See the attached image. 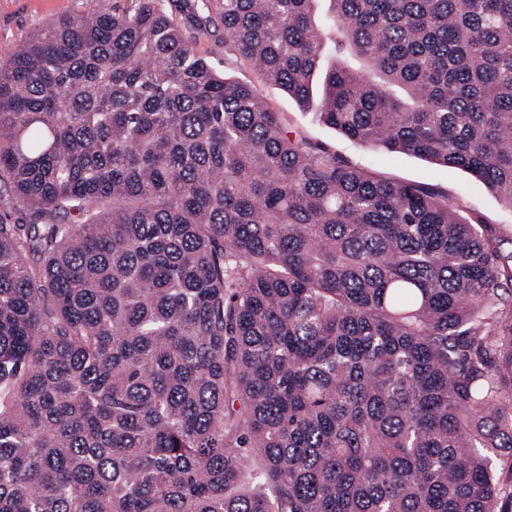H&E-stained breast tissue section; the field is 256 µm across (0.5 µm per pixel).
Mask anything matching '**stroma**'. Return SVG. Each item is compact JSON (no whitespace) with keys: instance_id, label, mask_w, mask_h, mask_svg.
Returning a JSON list of instances; mask_svg holds the SVG:
<instances>
[{"instance_id":"obj_1","label":"stroma","mask_w":512,"mask_h":512,"mask_svg":"<svg viewBox=\"0 0 512 512\" xmlns=\"http://www.w3.org/2000/svg\"><path fill=\"white\" fill-rule=\"evenodd\" d=\"M114 0H0V64H6L29 37L64 17H78L111 10ZM217 69L252 83L260 96L281 112L288 130L321 143L357 166L382 177L403 183L422 184L459 205L462 216L479 213L503 238L512 239V207L488 190L472 175L446 168L417 157L361 145L326 126L317 115L316 105L304 106L279 86L261 79L248 64H224V42L210 38L201 44Z\"/></svg>"}]
</instances>
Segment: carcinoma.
<instances>
[{
    "label": "carcinoma",
    "mask_w": 512,
    "mask_h": 512,
    "mask_svg": "<svg viewBox=\"0 0 512 512\" xmlns=\"http://www.w3.org/2000/svg\"><path fill=\"white\" fill-rule=\"evenodd\" d=\"M124 0L0 65V512H512V0ZM397 87L404 97L392 93ZM220 71L252 83L260 96L281 112L288 130L306 136L348 159L357 166L384 178L403 183L422 184L447 194L459 205V213L468 217L478 212L503 238L512 239V209L472 175L446 168L417 157L390 152L382 147L360 145L322 123L314 112L318 96L309 106H302L279 86L261 79L246 63L224 64V40L213 37L201 44Z\"/></svg>",
    "instance_id": "obj_1"
}]
</instances>
